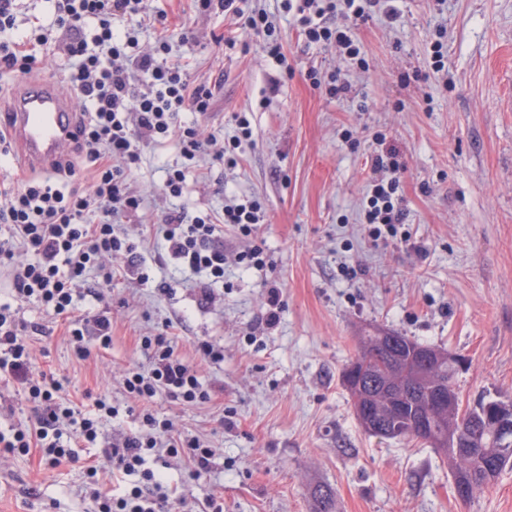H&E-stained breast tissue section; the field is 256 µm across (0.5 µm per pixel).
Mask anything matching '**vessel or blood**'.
<instances>
[{"mask_svg": "<svg viewBox=\"0 0 512 512\" xmlns=\"http://www.w3.org/2000/svg\"><path fill=\"white\" fill-rule=\"evenodd\" d=\"M77 102L53 83L24 88L12 104L11 132L21 160L32 168L48 167L71 143Z\"/></svg>", "mask_w": 512, "mask_h": 512, "instance_id": "obj_1", "label": "vessel or blood"}]
</instances>
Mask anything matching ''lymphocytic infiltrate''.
Listing matches in <instances>:
<instances>
[{
  "label": "lymphocytic infiltrate",
  "instance_id": "f902f5d3",
  "mask_svg": "<svg viewBox=\"0 0 512 512\" xmlns=\"http://www.w3.org/2000/svg\"><path fill=\"white\" fill-rule=\"evenodd\" d=\"M199 9L224 11L236 29L261 35L263 49L283 60L275 26L260 12L246 11L244 0H197ZM382 0H286L308 44L341 49L359 68H366L357 31ZM54 25L69 34L64 69L77 95L82 117L69 157L55 162L43 176H32L0 189V223L7 235L0 240V268L6 269L16 300L32 302L57 316L70 315V342L79 359L92 347L112 343V318L99 313L75 317L76 299L88 272L104 281L135 266L136 245L121 237L116 217L138 212L142 197L132 189L130 174L144 148L169 140L184 162L198 158L216 136H202L194 126L175 123L177 112H208L213 93L191 87L181 64L169 60V39L160 37L150 53H137L134 28L124 35L112 30L114 17L126 16L136 26H164L165 18L151 14L147 0H54ZM17 0H0V72L28 76L42 61L8 34L17 23ZM84 169V190L71 188L77 169ZM402 163L395 152L371 156V180L363 221L374 239L396 237L404 225ZM258 203L228 204L220 213L191 216L173 210L163 218V249L183 269L198 276L202 301L213 302L214 287L223 283L227 256L219 238L225 225L250 233L262 223ZM25 251L27 261L16 258ZM23 326L10 304L0 305V377L21 385L36 412L35 424L0 432V451L12 454L38 449L49 467L74 461L75 442L95 443L99 428L118 411L106 399L94 402L93 413L77 412L60 393L54 376L33 374V353L22 337ZM148 369H131L123 387L128 398L146 404L159 394L186 406L210 402L211 393L199 379L196 365L177 353L167 332L142 337ZM183 458L192 473L211 471L215 451L197 436L177 435L171 419L143 413L137 433L104 449L113 475L130 478L125 493L113 496L94 490L99 512H162L168 488L150 466L160 454Z\"/></svg>",
  "mask_w": 512,
  "mask_h": 512
}]
</instances>
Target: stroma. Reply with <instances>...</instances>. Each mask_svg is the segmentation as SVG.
Segmentation results:
<instances>
[{"mask_svg": "<svg viewBox=\"0 0 512 512\" xmlns=\"http://www.w3.org/2000/svg\"><path fill=\"white\" fill-rule=\"evenodd\" d=\"M170 23V53L187 63L192 86L214 97L210 111L180 112L178 123L232 141L235 114L251 138L217 161L215 147L190 162L183 194L162 191L164 170L179 162L174 144L152 146L132 178L147 202L119 218L137 246L135 275L103 282L87 275L95 296L81 313L109 311L112 344L78 359L65 323L35 304L15 302L33 346L37 371L64 380L79 410L106 396L119 410L96 444H79L75 462L45 468L37 452L0 454V512H98L85 474L102 448L134 433L125 372L148 368L141 337L169 329L178 353L194 357L206 340L224 348L219 363L201 362L212 400L185 407L158 395V415L183 435L215 448L212 470L190 478L183 460L161 468L183 503L202 512L209 498L224 512H312L313 492L327 487L336 512H512V467L462 501L445 457L428 444L364 433L341 382L367 329L378 326L460 357L455 378L462 407L483 398L512 400V0H392L394 15L361 26L367 70L335 47L307 46L283 0H246L282 36L287 66L267 57L247 33L225 42L221 10L196 0H149ZM442 41L446 78L432 77V47ZM348 74L352 89L330 98L308 74ZM360 144L346 142V131ZM395 151L404 164L400 239L373 240L361 213L367 158ZM259 202L266 223L245 236L225 226L228 257L254 244L263 269L228 264L214 303L205 304L189 274L159 257L162 218L174 207L197 215L226 201ZM281 291L278 323L259 320L267 291ZM231 413L232 426L221 423ZM35 416L19 385L0 382V431Z\"/></svg>", "mask_w": 512, "mask_h": 512, "instance_id": "obj_1", "label": "stroma"}]
</instances>
